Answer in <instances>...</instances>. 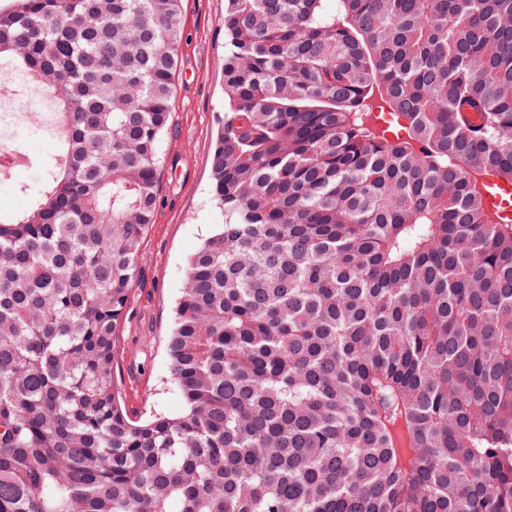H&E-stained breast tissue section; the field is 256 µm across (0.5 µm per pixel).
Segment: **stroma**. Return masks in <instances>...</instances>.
I'll return each mask as SVG.
<instances>
[{
  "label": "stroma",
  "instance_id": "stroma-1",
  "mask_svg": "<svg viewBox=\"0 0 512 512\" xmlns=\"http://www.w3.org/2000/svg\"><path fill=\"white\" fill-rule=\"evenodd\" d=\"M182 41L169 129L162 150L154 220L141 244L138 276L117 336L114 379L131 417L175 414L183 402L171 380L167 345L171 308L187 261L213 229L208 198L210 156L224 118V0H181ZM24 157L13 158L0 182V210L24 209L19 186L37 189L45 173L30 158L52 152L36 125L11 133Z\"/></svg>",
  "mask_w": 512,
  "mask_h": 512
}]
</instances>
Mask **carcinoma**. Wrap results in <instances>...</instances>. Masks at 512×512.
<instances>
[{
  "label": "carcinoma",
  "mask_w": 512,
  "mask_h": 512,
  "mask_svg": "<svg viewBox=\"0 0 512 512\" xmlns=\"http://www.w3.org/2000/svg\"><path fill=\"white\" fill-rule=\"evenodd\" d=\"M180 0H6L62 134L0 212V512H512V0H227L220 217L140 421L117 328ZM379 97L404 134L369 120Z\"/></svg>",
  "instance_id": "obj_1"
}]
</instances>
